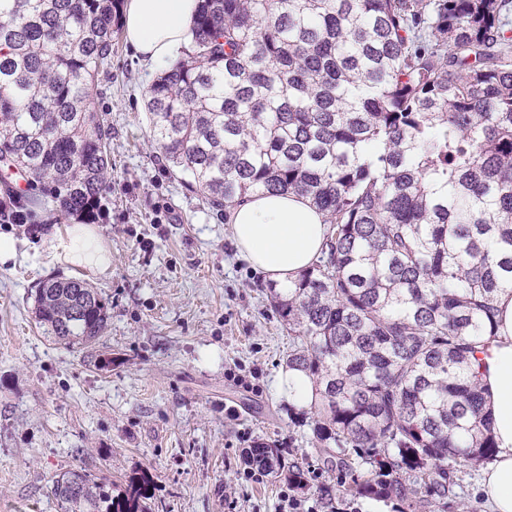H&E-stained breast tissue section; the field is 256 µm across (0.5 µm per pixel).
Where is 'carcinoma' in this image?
I'll list each match as a JSON object with an SVG mask.
<instances>
[{"label":"carcinoma","instance_id":"carcinoma-1","mask_svg":"<svg viewBox=\"0 0 512 512\" xmlns=\"http://www.w3.org/2000/svg\"><path fill=\"white\" fill-rule=\"evenodd\" d=\"M121 0H0V219L56 204L94 223L111 132L91 93L112 68ZM183 55L145 95L172 170L227 210L295 192L329 224L316 263L268 287L307 377L320 453L350 500L455 496L454 470L496 451L472 359L512 293V0H200ZM65 345L103 333L108 306L77 279L35 292ZM268 474L277 449L246 451ZM148 475L108 495L89 475L52 481L67 512H147ZM288 484L307 486L288 465Z\"/></svg>","mask_w":512,"mask_h":512}]
</instances>
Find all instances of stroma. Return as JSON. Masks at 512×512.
<instances>
[{"label": "stroma", "mask_w": 512, "mask_h": 512, "mask_svg": "<svg viewBox=\"0 0 512 512\" xmlns=\"http://www.w3.org/2000/svg\"><path fill=\"white\" fill-rule=\"evenodd\" d=\"M126 42L95 83L111 128L112 190L96 225L112 268L50 266L49 210L1 224L17 262L0 265V512H65L60 472L91 475L109 494L148 474L152 512H284L288 472L248 480L247 448L265 443L308 469L294 489L310 512H395L396 501L325 499L337 454H319L274 383L290 339L267 299V276L240 258L223 214L173 175L152 140L145 93L159 75ZM66 276L95 288L110 318L89 345L55 341L34 312L39 282ZM480 466L455 474L436 512H481Z\"/></svg>", "instance_id": "obj_1"}]
</instances>
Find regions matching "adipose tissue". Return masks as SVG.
<instances>
[{
    "label": "adipose tissue",
    "mask_w": 512,
    "mask_h": 512,
    "mask_svg": "<svg viewBox=\"0 0 512 512\" xmlns=\"http://www.w3.org/2000/svg\"><path fill=\"white\" fill-rule=\"evenodd\" d=\"M197 0H128L124 34L140 61L164 65L185 40ZM233 239L242 259L272 280H294L320 255L329 227L308 199L295 194L254 195L231 212ZM51 264L106 274L112 251L97 227L75 224L47 246ZM498 332L480 354L497 450L481 471L489 512H512V295L500 296Z\"/></svg>",
    "instance_id": "obj_1"
}]
</instances>
